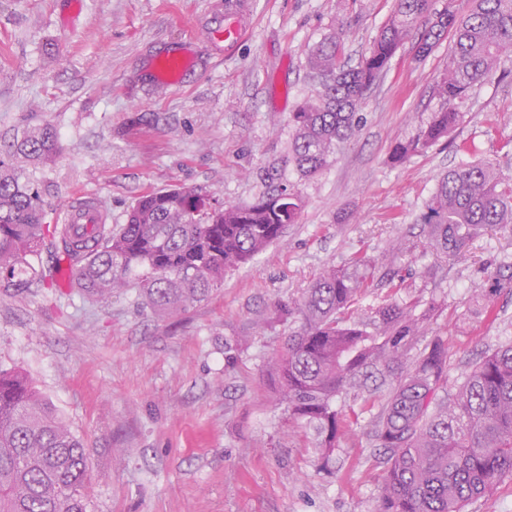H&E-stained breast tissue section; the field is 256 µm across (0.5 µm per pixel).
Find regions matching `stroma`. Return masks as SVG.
<instances>
[{
	"label": "stroma",
	"instance_id": "stroma-1",
	"mask_svg": "<svg viewBox=\"0 0 512 512\" xmlns=\"http://www.w3.org/2000/svg\"><path fill=\"white\" fill-rule=\"evenodd\" d=\"M216 2L0 0V144L56 129L58 154L28 174L47 222L84 195L120 224L143 193L172 186L248 204L274 167L304 197L298 223L180 315L154 314L133 282L102 301L0 284V368L26 375L82 439L93 512H376L374 412L356 391L339 397L358 418L334 473L320 471L311 431L268 372L290 330L272 303L355 256L381 265L400 240L406 291L440 306L426 336L448 341L449 386L512 343V232L439 257L423 252L417 222L451 168L481 158L512 177V78L493 74L458 102L451 141L392 165L395 138L437 105L451 45L419 61L408 39L364 97L356 135L304 180L286 159L288 114L316 90L308 49L340 20L356 63L395 0H251L250 34L230 57L198 42ZM174 47L195 50V65L182 88L157 91L153 62Z\"/></svg>",
	"mask_w": 512,
	"mask_h": 512
}]
</instances>
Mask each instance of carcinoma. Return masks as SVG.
Wrapping results in <instances>:
<instances>
[{"label": "carcinoma", "instance_id": "1", "mask_svg": "<svg viewBox=\"0 0 512 512\" xmlns=\"http://www.w3.org/2000/svg\"><path fill=\"white\" fill-rule=\"evenodd\" d=\"M419 31L416 58L426 59L447 33L448 66L433 94L439 100L415 132L396 139L390 160L401 165L448 138L462 122L458 100L512 53V0H473L461 17L452 0H396L394 12L356 65L343 59L338 23L307 53L320 89L288 113V161L303 178L328 165L356 131L363 97L405 40ZM49 125L33 128L0 157V281L45 285L37 263L55 241L75 284L106 299L139 271L145 304L170 315L207 299L224 273L277 241L297 221L303 198L278 185L250 204H219L202 192L174 187L140 197L123 224H93L82 235L49 224L26 176L59 152ZM423 249L463 257L492 227L512 230V179L488 161L442 174L419 216ZM365 276L330 266L297 300L278 301L279 316L295 324L272 358L281 404L313 429L321 467L329 468L354 409L336 406L353 387L375 376L389 382L374 439L385 470L378 512H465L472 502L512 480V344L483 356L448 392V341L416 349L423 324L436 310L391 300L368 320L353 317ZM89 467L82 440L39 397L22 373L0 369V512H91Z\"/></svg>", "mask_w": 512, "mask_h": 512}]
</instances>
